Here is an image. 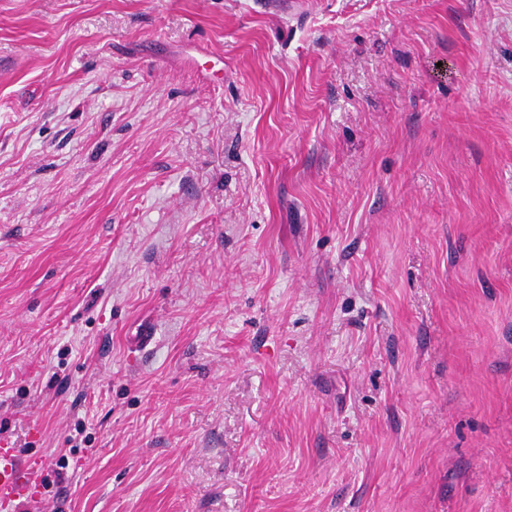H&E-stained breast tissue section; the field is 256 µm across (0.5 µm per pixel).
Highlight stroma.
<instances>
[{
    "mask_svg": "<svg viewBox=\"0 0 512 512\" xmlns=\"http://www.w3.org/2000/svg\"><path fill=\"white\" fill-rule=\"evenodd\" d=\"M0 56L8 512H512V0H0ZM37 468L19 448L6 441L0 446V507H9L24 487L30 486L36 479Z\"/></svg>",
    "mask_w": 512,
    "mask_h": 512,
    "instance_id": "1",
    "label": "stroma"
}]
</instances>
